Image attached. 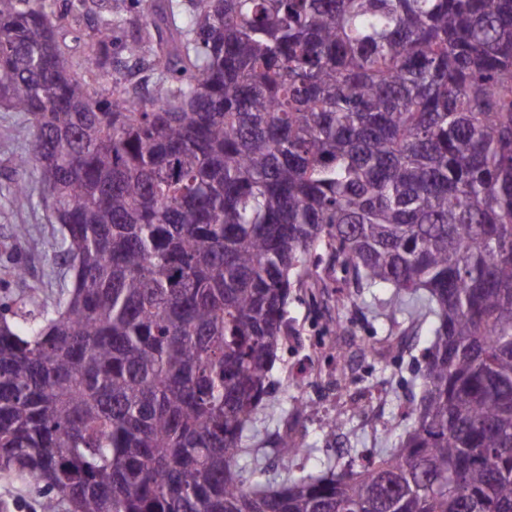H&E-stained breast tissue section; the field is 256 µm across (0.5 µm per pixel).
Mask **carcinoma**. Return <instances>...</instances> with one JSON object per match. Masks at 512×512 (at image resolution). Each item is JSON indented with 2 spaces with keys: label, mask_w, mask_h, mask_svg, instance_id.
<instances>
[{
  "label": "carcinoma",
  "mask_w": 512,
  "mask_h": 512,
  "mask_svg": "<svg viewBox=\"0 0 512 512\" xmlns=\"http://www.w3.org/2000/svg\"><path fill=\"white\" fill-rule=\"evenodd\" d=\"M84 71L0 0V107L70 281L0 303V469L42 512H512V0H158ZM112 76L96 91L92 83ZM328 251L430 326L398 445L250 483L288 300Z\"/></svg>",
  "instance_id": "1"
}]
</instances>
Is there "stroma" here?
Segmentation results:
<instances>
[{
    "instance_id": "obj_1",
    "label": "stroma",
    "mask_w": 512,
    "mask_h": 512,
    "mask_svg": "<svg viewBox=\"0 0 512 512\" xmlns=\"http://www.w3.org/2000/svg\"><path fill=\"white\" fill-rule=\"evenodd\" d=\"M61 15L59 38L73 62H81L97 37L99 19L77 7V0H50ZM30 128L15 113L0 110V299L26 290L39 297L57 296L63 286L41 243L55 224L40 206L12 202L7 191L16 177L18 157L30 149ZM30 229L25 242L15 241L17 226ZM22 268V278L10 271ZM344 275L322 259L319 277L294 289L288 319L295 330L286 337L272 372L271 396L260 407L246 433L249 447L262 449L260 469L245 468L248 481L277 483L283 468L278 440L292 435L306 454L304 474H319L328 464H345L356 455L394 447L407 425L405 414L421 396V349L427 328L407 330L403 318L382 316V288H366L354 304L336 303ZM344 421L337 435H328L333 418ZM42 492L12 473L0 471V503L9 512H41Z\"/></svg>"
}]
</instances>
